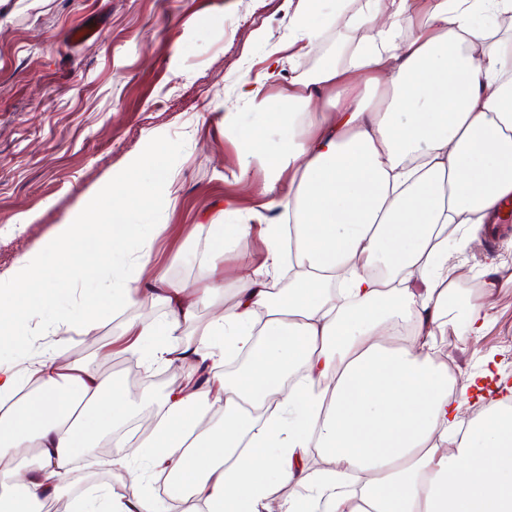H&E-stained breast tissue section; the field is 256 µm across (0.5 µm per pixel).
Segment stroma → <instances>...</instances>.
I'll return each instance as SVG.
<instances>
[{"mask_svg":"<svg viewBox=\"0 0 512 512\" xmlns=\"http://www.w3.org/2000/svg\"><path fill=\"white\" fill-rule=\"evenodd\" d=\"M296 7L295 0H9L0 8V281L152 138H181L164 228L150 252L157 272L197 298L199 323L209 322L214 309L202 298L215 273L209 226L228 206L248 215L264 176L240 142L225 137L224 113L237 112L242 130L264 129L278 145V129L240 100L242 82L260 76L269 50L277 49L281 75L267 92L278 96L350 36L344 18L324 15L315 45L290 48ZM90 19L99 36L71 43L73 27ZM466 238L448 332L433 356L457 382L486 371L512 384V218L496 237L483 230ZM266 253L255 233L225 249L217 272L225 302L233 300L241 255L258 264ZM152 286L143 276L140 302L92 333L58 325L19 367L49 353L59 366L87 360L114 374L128 353L126 321L165 318L149 299ZM481 305L490 306L491 324L482 336H463L465 310Z\"/></svg>","mask_w":512,"mask_h":512,"instance_id":"obj_1","label":"stroma"}]
</instances>
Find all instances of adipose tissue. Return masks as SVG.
<instances>
[{
  "mask_svg": "<svg viewBox=\"0 0 512 512\" xmlns=\"http://www.w3.org/2000/svg\"><path fill=\"white\" fill-rule=\"evenodd\" d=\"M328 12L354 36L283 89L280 112L265 81L240 91L283 130L275 152L262 131L242 138L267 175L253 215L287 212L294 251L268 225L265 261L244 264L231 306L211 285L202 326L186 287L157 278L167 316L127 321L137 357L211 372L161 399L134 403L80 360L0 364V456L20 460L0 470V512L57 498L99 438L113 464L144 458L200 512H269L290 482L282 512H512V400L464 417L475 378L449 386L431 355L456 277L449 226L494 223L512 200V0H364L353 15L345 0H301L291 43L317 41ZM405 17L419 18L415 36L400 37ZM241 351L243 372L217 371ZM137 407L157 427L130 450L121 429ZM211 414L220 430H200ZM312 448L333 463L317 477L301 467ZM73 512L162 510L150 493L103 490Z\"/></svg>",
  "mask_w": 512,
  "mask_h": 512,
  "instance_id": "1",
  "label": "adipose tissue"
}]
</instances>
